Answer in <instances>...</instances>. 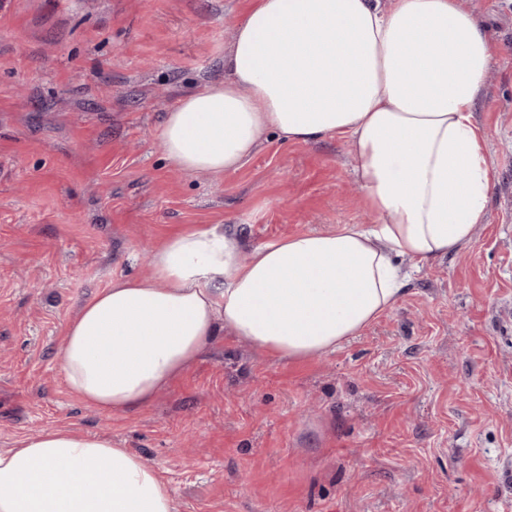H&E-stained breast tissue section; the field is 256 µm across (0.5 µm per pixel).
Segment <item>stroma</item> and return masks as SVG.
<instances>
[{
  "instance_id": "1",
  "label": "stroma",
  "mask_w": 512,
  "mask_h": 512,
  "mask_svg": "<svg viewBox=\"0 0 512 512\" xmlns=\"http://www.w3.org/2000/svg\"><path fill=\"white\" fill-rule=\"evenodd\" d=\"M251 0H0V448L45 429L112 438L179 512H512V0H465L493 53L473 120L495 172L456 254L336 351L276 360L222 335L144 408L66 388L65 327L189 226L243 252L373 216L345 140L266 133L239 169H176L158 138L229 76Z\"/></svg>"
}]
</instances>
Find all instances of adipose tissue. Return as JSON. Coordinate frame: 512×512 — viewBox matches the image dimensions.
Returning a JSON list of instances; mask_svg holds the SVG:
<instances>
[{
    "instance_id": "obj_1",
    "label": "adipose tissue",
    "mask_w": 512,
    "mask_h": 512,
    "mask_svg": "<svg viewBox=\"0 0 512 512\" xmlns=\"http://www.w3.org/2000/svg\"><path fill=\"white\" fill-rule=\"evenodd\" d=\"M493 62L463 0H254L224 65L231 79L165 114L168 158L221 174L261 137L337 136L376 215L255 248L224 227L171 235L145 278H118L83 304L57 359L87 406L148 404L219 331L280 359L335 351L398 301L408 259L429 265L484 223L492 166L473 121ZM0 512H178L171 485L111 438L45 430L0 449Z\"/></svg>"
}]
</instances>
